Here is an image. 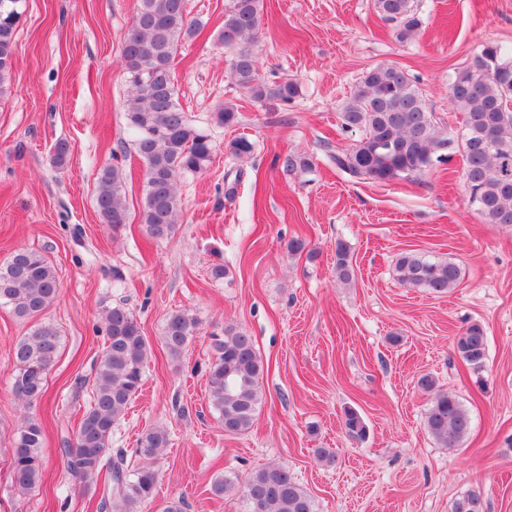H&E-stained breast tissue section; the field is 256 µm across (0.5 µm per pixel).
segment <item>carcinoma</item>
<instances>
[{
	"instance_id": "obj_1",
	"label": "carcinoma",
	"mask_w": 512,
	"mask_h": 512,
	"mask_svg": "<svg viewBox=\"0 0 512 512\" xmlns=\"http://www.w3.org/2000/svg\"><path fill=\"white\" fill-rule=\"evenodd\" d=\"M374 2L382 19L394 25L398 40L420 32L423 21L415 0ZM23 13L24 0H0V94L10 87ZM260 18L261 0H230L217 43L234 50L230 78L240 90L254 100L273 98L288 105L299 96L298 85L283 81L269 86L251 48L258 39ZM199 27V21L190 16L187 0H137L121 42V63L130 86L125 119L144 167L141 223L154 240L169 239L175 233L179 179L206 170L214 159L210 133L190 123L176 98L173 73L178 51ZM448 96L462 118L461 134L455 139L438 125L405 70L385 65L371 68L340 109L342 129L359 133V139L336 152V169L353 179L389 183L414 179L458 153L463 160L464 190L483 222L512 226V47L483 44L470 64L454 71ZM311 163L309 156L292 152L285 156L283 167L292 172L307 169ZM96 208L101 223L114 231L128 223L125 181L114 165L100 170ZM335 269L340 281L352 280L349 248L343 242L336 243ZM395 277L405 288L444 294L459 285L461 269L449 259L405 252L396 260ZM59 292L54 267L35 250L18 248L0 265V301L17 318L35 321L12 350L11 390L25 407L43 397L47 375L57 358L60 334L44 314ZM199 326L198 319L186 310L168 313L162 331L168 354L180 357ZM213 349L215 356L207 371L210 404L224 434L245 435L263 401L264 362L252 337L234 325L224 326ZM454 350L468 364L481 366L487 356L482 325L467 326L456 336ZM149 351L133 314L116 304L105 309L104 348L92 383L75 382L78 391L91 388V403L67 448L66 468L85 488L105 479L97 512H141V505L154 499L159 480L156 463L168 446L167 432L154 427L142 433L135 453L143 465L134 470L126 465L123 449H112L115 425L143 385ZM418 386L434 394L424 419L427 432L443 448L459 447L471 429L469 412L454 395L438 389L432 376L422 375ZM344 427L354 439L366 434L362 418L352 409L344 412ZM43 442L42 425L25 419L13 439L9 462L12 486L21 494L41 480ZM210 491L220 499L241 494L251 512H317L312 496L288 466L280 463L250 473L240 484L218 477ZM482 510L476 493L454 504V512Z\"/></svg>"
}]
</instances>
